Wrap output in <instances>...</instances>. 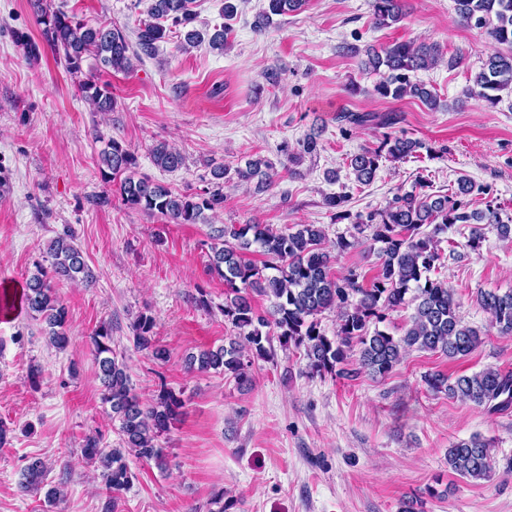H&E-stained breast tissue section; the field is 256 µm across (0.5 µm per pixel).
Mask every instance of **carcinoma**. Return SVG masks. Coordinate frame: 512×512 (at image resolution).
I'll return each instance as SVG.
<instances>
[{
  "label": "carcinoma",
  "instance_id": "1",
  "mask_svg": "<svg viewBox=\"0 0 512 512\" xmlns=\"http://www.w3.org/2000/svg\"><path fill=\"white\" fill-rule=\"evenodd\" d=\"M193 0H151L147 19L140 21L137 45L145 55H152L172 29L183 35L182 47L188 49L203 41L202 34L191 27L195 13ZM306 0H267L262 24L272 16L301 9ZM457 12L466 26L486 30L495 42L511 48L507 54L494 53L475 74L467 95L494 106L500 92L512 91V0H456ZM372 16L377 26H392L404 18L402 0H371ZM36 22L42 27L44 42L63 57L67 71L80 77L87 57L99 60L115 72L132 66L130 44L124 30L117 26H92L62 10L39 7ZM437 43L395 42L366 50L363 69L380 76L373 92L394 100L406 96L419 99L429 109L439 106L437 94L410 74L431 68L440 60ZM83 98L96 112H111L116 101L110 85L94 80L79 81ZM103 147L97 153L102 180L116 187L123 204L132 210L159 214L173 224H203L208 212L224 203V193L217 187L201 193L178 192L138 172L135 153L123 142L98 137ZM420 147V142L398 135H386L375 147H366L350 159V167L360 184L373 181L382 160L399 161ZM153 164L165 171H175L183 164L180 152L164 142L151 149ZM270 165L251 159L235 170L237 179L264 190L274 183ZM470 179H458L457 190L434 197L407 192L395 198L379 213L377 223L355 225L352 239L340 237L335 250L344 253L356 248L359 236L369 232V240L378 245L380 258L377 276L371 284L360 282L354 270L342 277L331 275L333 255L324 246L325 232L317 224H295L277 229L270 224H230L210 233L209 270L224 281V320L237 330L228 343L201 350L186 358L190 371L214 370L230 375L240 385L251 382L245 353L258 357L267 354L265 343L278 337L283 348H304L311 373H333L355 378L362 373L383 378L417 349L438 353L450 360L470 356L482 343V331L465 323L458 314L459 304L445 280L431 277L441 260V236L456 224H476L468 239L469 247L479 248L484 233L480 225L495 227L499 238L512 239V216H502L499 208L468 213L459 197L471 193ZM256 248L266 256L262 266L246 260L244 251ZM50 266L39 265L26 279L19 296L0 295V311L19 308L44 324V334L58 350L70 344L67 332L68 310L51 286L54 279L94 282V272L73 236L64 233L47 246ZM271 301L267 314H258L253 296ZM477 301L491 316L503 336H512V291L481 292ZM403 305L413 306V313L400 336L377 327L385 312ZM337 312L336 331L328 336L321 329L319 316ZM155 320L140 314L133 326V346L157 360L167 358L156 345ZM92 355L101 383L102 403L109 406L112 419L119 421L120 443L116 448L101 446V438L89 436L84 454L99 463L106 490L105 512H117L121 494L131 484L133 474L127 455L164 462V448L159 438L168 434L183 406L182 399L161 386L150 400L143 399L131 386L125 357L112 349V326L103 324L91 336ZM357 352L356 367L346 368L351 352ZM427 387L451 399L484 407L490 411L512 406V371L486 367L455 377L437 372L425 376ZM448 467L457 475L473 481L490 478L493 472L490 443L480 435L451 444ZM47 470L39 458L28 461L22 472L21 488L44 484Z\"/></svg>",
  "mask_w": 512,
  "mask_h": 512
}]
</instances>
